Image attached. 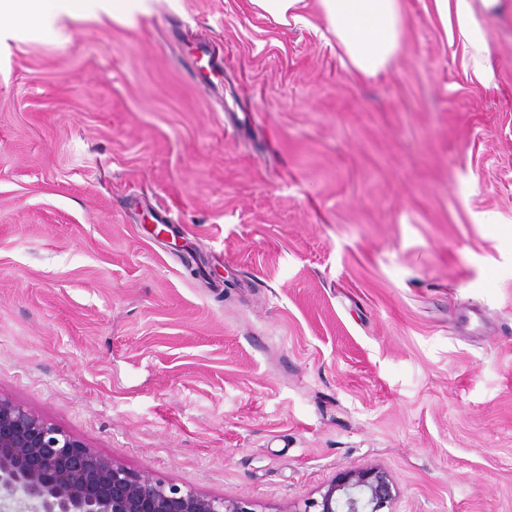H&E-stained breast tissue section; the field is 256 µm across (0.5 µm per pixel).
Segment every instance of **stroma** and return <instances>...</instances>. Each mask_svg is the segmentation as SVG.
<instances>
[{
	"label": "stroma",
	"instance_id": "1",
	"mask_svg": "<svg viewBox=\"0 0 512 512\" xmlns=\"http://www.w3.org/2000/svg\"><path fill=\"white\" fill-rule=\"evenodd\" d=\"M430 2L371 78L249 0L0 18V394L259 512H512V0L490 87ZM394 483L378 466L351 469L322 486L302 512H392ZM313 509V510H311Z\"/></svg>",
	"mask_w": 512,
	"mask_h": 512
}]
</instances>
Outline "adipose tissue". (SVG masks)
<instances>
[{"mask_svg": "<svg viewBox=\"0 0 512 512\" xmlns=\"http://www.w3.org/2000/svg\"><path fill=\"white\" fill-rule=\"evenodd\" d=\"M501 0H432L431 9L449 42L462 51L472 76L488 85L494 74L483 20ZM317 14L353 71L369 78L387 71L399 50L403 29L400 0H316Z\"/></svg>", "mask_w": 512, "mask_h": 512, "instance_id": "1", "label": "adipose tissue"}]
</instances>
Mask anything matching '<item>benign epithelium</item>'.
<instances>
[{
    "mask_svg": "<svg viewBox=\"0 0 512 512\" xmlns=\"http://www.w3.org/2000/svg\"><path fill=\"white\" fill-rule=\"evenodd\" d=\"M394 483L378 466L322 486L302 512H384ZM24 512H257L248 497L207 496L88 448L33 409L0 394V500Z\"/></svg>",
    "mask_w": 512,
    "mask_h": 512,
    "instance_id": "7a95c632",
    "label": "benign epithelium"
}]
</instances>
